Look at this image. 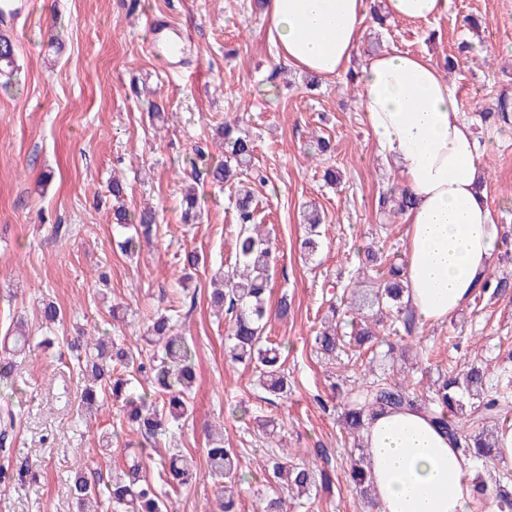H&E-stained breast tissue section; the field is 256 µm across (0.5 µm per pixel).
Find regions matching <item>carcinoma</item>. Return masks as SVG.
<instances>
[{
	"instance_id": "obj_1",
	"label": "carcinoma",
	"mask_w": 512,
	"mask_h": 512,
	"mask_svg": "<svg viewBox=\"0 0 512 512\" xmlns=\"http://www.w3.org/2000/svg\"><path fill=\"white\" fill-rule=\"evenodd\" d=\"M483 119L511 123L512 98L506 95L498 97ZM221 135L228 156L211 166L209 174L213 181L228 184L239 178L241 172L250 169L254 142L229 121L221 127ZM412 204L408 189L401 187L379 198L380 209L392 213H402ZM235 208L238 234L234 267L223 275L224 288L213 292L211 304L224 313L228 324V354L232 361L252 368L259 374L264 390L279 398L288 393L289 387L282 369L281 345L264 336L269 315L267 292L277 256L269 239L258 231L256 206L248 190H237ZM116 220L121 227L131 226L134 229L133 234L118 242L121 250L128 253L140 245V239H150L156 216L152 211H143L130 218L119 211ZM319 225V215L311 214L309 236L303 241V248L310 255L319 247ZM405 290L402 267L396 265L389 267L382 274V279L372 282L365 291L351 289L349 308L357 312L368 308L372 310V317L359 318L348 336L341 333L335 319H326L322 329L313 337L315 348L324 356L335 354L337 348L344 344L362 349L374 341V327L384 323L386 318L393 329L402 327L406 332H412L417 321L404 303ZM481 290L506 295L512 291V281L505 276H488ZM176 322L173 315H160L152 321L147 341L161 348V357L148 365L109 337L82 335L74 338L71 349L77 353L79 372L90 382L89 387L83 390L82 410L97 408L100 394L108 390L112 398L122 400L128 420L135 424L145 442L154 444L171 434L172 428L179 425L190 411L189 394L195 379L194 351L185 337L176 331ZM45 344H50V339L36 343L22 325H17L11 352L0 357V379H13V357L25 355L33 347ZM117 364L144 377L151 376L154 388L162 393L161 400L157 402L147 394L137 392L128 379L112 377V367ZM487 380V369L475 363L454 376L446 372L440 374L439 381L429 388L431 395L428 397L419 394L406 378L390 381L385 377L367 380L340 393L341 424L348 434L357 436L354 447L359 450L345 471L348 488L363 502L375 505L366 454L362 453V435L369 419L386 409L422 407L459 445L467 461H492L497 456V434L506 427L507 413L512 410V398L499 392L495 385L486 386ZM206 439L208 468L221 481L217 485V496L222 500L223 512H238V498L244 482L238 455L233 449L224 447L223 430L207 432ZM139 458L140 455L136 454L129 460L128 475L116 477L101 487L92 485L84 475L75 474L70 490L80 512H89V509L97 507L102 498L112 505V512H168L169 500L163 498L152 482L138 478ZM263 469L275 484V490L274 495L263 502L262 512H283L287 508L283 493L295 491L303 496L317 483L327 479L326 471L272 450L263 459ZM193 475L192 462L178 452L171 453L167 472L170 482L185 485ZM473 497L477 502L492 500L498 512H512V491L503 485L491 487L484 481H476Z\"/></svg>"
}]
</instances>
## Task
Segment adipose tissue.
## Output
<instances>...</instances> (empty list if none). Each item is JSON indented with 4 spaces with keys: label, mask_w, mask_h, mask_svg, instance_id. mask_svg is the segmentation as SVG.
Instances as JSON below:
<instances>
[{
    "label": "adipose tissue",
    "mask_w": 512,
    "mask_h": 512,
    "mask_svg": "<svg viewBox=\"0 0 512 512\" xmlns=\"http://www.w3.org/2000/svg\"><path fill=\"white\" fill-rule=\"evenodd\" d=\"M268 7L271 35L289 65L328 79L346 74L365 32L366 0H269ZM384 10L427 22L447 14L448 0H385ZM358 84L377 151L415 198L404 214V301L419 322H447L473 298L501 244L478 140L428 56L374 54ZM363 445L378 512H472L464 456L426 412L377 413Z\"/></svg>",
    "instance_id": "obj_1"
}]
</instances>
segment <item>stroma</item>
Here are the masks:
<instances>
[{"label": "stroma", "instance_id": "stroma-1", "mask_svg": "<svg viewBox=\"0 0 512 512\" xmlns=\"http://www.w3.org/2000/svg\"><path fill=\"white\" fill-rule=\"evenodd\" d=\"M26 2L18 20H0L14 48L12 76L0 85V337L20 321L34 339L48 335L54 345L15 358L12 381L0 383V414L17 416L0 465L33 470L0 484V512H76L75 472L106 482L125 470L126 444L139 439L135 427L109 396L97 412L81 413L82 382L65 340L105 335L150 355L144 337L153 315L176 304L177 330L196 354L191 409L172 442L145 447L151 482L170 451L197 466L194 482L170 489L171 512H217L205 432L219 425L246 477L241 512H258L270 491L261 469L269 443L257 429L263 420L277 423L282 447L336 476L332 487L289 501L288 512H371L346 487L350 442L340 429L336 387L360 384L367 371L400 378L385 351L401 339L384 330L374 352L334 360L312 342L330 314L355 321L346 309L349 288L357 276L377 275L362 266L367 251L385 265L407 259L402 215L377 208L399 179L377 151L358 90L341 78L306 91V73L278 56L268 10L257 0ZM469 15L486 18L488 28L463 27ZM155 18L189 34L177 68H163L147 49ZM463 39L473 58L459 60L447 78L486 147V195L503 229L492 270L512 276V129L485 126L479 116L498 95L512 96V0H448L447 15L427 23H368L349 69L392 49L441 64ZM226 120L253 139V165L268 176L252 185L256 221L278 255L268 306L290 302L288 318L272 313L265 327L282 345L291 383L273 402L253 370L230 360L224 318L210 305L212 277L233 261L236 212L229 187L192 161L200 149L212 162L223 160L218 128ZM320 137L330 151H317ZM329 169L336 182H325ZM190 189L200 207L186 223L180 201ZM119 208L156 212V236L131 256L116 245L125 235L114 219ZM314 209L323 223L310 257L300 243ZM191 251L202 260L187 280L183 260ZM187 290L194 303H181ZM46 300L63 314L49 328L40 317ZM412 338L432 350L428 363L408 373L421 388L443 370L480 362L495 380L512 381V293L482 294L448 323L418 325ZM105 434L112 439L107 453L98 444Z\"/></svg>", "mask_w": 512, "mask_h": 512}]
</instances>
